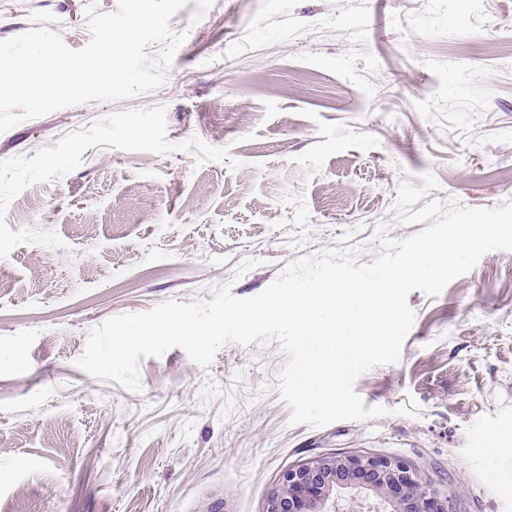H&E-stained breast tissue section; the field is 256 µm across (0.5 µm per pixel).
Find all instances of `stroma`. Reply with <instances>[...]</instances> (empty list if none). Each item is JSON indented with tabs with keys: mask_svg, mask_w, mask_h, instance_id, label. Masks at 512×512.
<instances>
[{
	"mask_svg": "<svg viewBox=\"0 0 512 512\" xmlns=\"http://www.w3.org/2000/svg\"><path fill=\"white\" fill-rule=\"evenodd\" d=\"M0 0V40H90L88 4ZM162 86L0 134V512H265L310 458L419 468L457 512H512V252L415 314L396 363L354 382L368 421L291 423L278 343L141 360V388L79 368L91 329L160 303L261 293L298 257L421 224L394 210L512 202V0H189ZM259 266L243 276L244 260Z\"/></svg>",
	"mask_w": 512,
	"mask_h": 512,
	"instance_id": "stroma-1",
	"label": "stroma"
}]
</instances>
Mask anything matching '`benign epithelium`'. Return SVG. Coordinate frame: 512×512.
<instances>
[{"mask_svg": "<svg viewBox=\"0 0 512 512\" xmlns=\"http://www.w3.org/2000/svg\"><path fill=\"white\" fill-rule=\"evenodd\" d=\"M343 488L364 491L397 512H454L455 491L434 488L408 462L342 454L314 457L283 474L266 512H320Z\"/></svg>", "mask_w": 512, "mask_h": 512, "instance_id": "obj_1", "label": "benign epithelium"}]
</instances>
